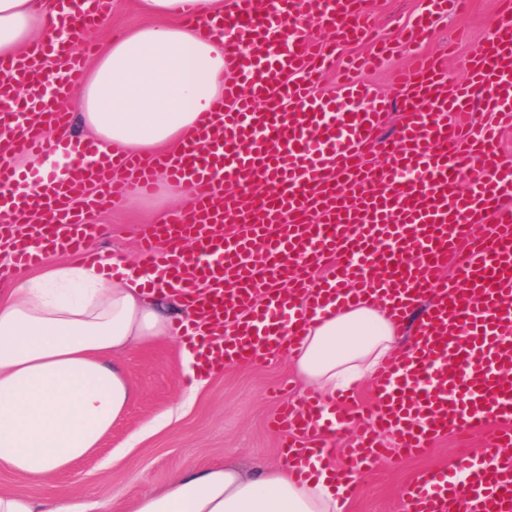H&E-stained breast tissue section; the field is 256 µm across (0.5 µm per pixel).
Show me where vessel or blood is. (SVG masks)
<instances>
[{
  "instance_id": "b4317fda",
  "label": "vessel or blood",
  "mask_w": 512,
  "mask_h": 512,
  "mask_svg": "<svg viewBox=\"0 0 512 512\" xmlns=\"http://www.w3.org/2000/svg\"><path fill=\"white\" fill-rule=\"evenodd\" d=\"M463 2L420 0L402 45L423 43ZM57 6L66 44L0 57V101L27 89L22 111L0 113V210L51 215L35 226L0 225L14 255L10 274L39 264L49 247L88 255L91 215L149 194L165 173L172 186L191 187L192 205L147 226L140 266L163 267L181 296L210 280L202 317L239 327L217 345L201 339L199 326H186L199 365L212 350L247 361L299 343L309 313L331 291L344 300L383 294L397 322L411 300L429 302L411 356L382 366L363 411L348 410L344 395L329 417L315 397L282 399L274 429L293 474L305 478L307 451L355 429L354 467L336 473L350 496L354 468L424 455L443 436L494 421L500 431L492 451L419 471L403 492L402 512H512V382L501 376L512 363V161L498 150L502 132L512 129V0H504L492 39L470 55L468 82L450 80L424 54L397 75L401 119L386 140L374 133L388 101L353 73L380 67L398 47L374 40L366 0H228L216 21L188 10L185 25L226 33L232 79L181 151L146 161L69 140L64 176L31 177L13 159L45 156L47 132L69 130L58 103L82 82L87 34L112 0ZM308 25L373 44L347 62L336 93L314 90L336 50L307 38ZM477 107L485 114L478 125L471 121ZM372 151L388 163L371 165ZM160 239L190 242L192 252L159 254ZM452 254L459 262L451 275ZM324 261L330 273L316 277ZM259 293L265 304L251 306Z\"/></svg>"
}]
</instances>
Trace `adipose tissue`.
Here are the masks:
<instances>
[{"label":"adipose tissue","mask_w":512,"mask_h":512,"mask_svg":"<svg viewBox=\"0 0 512 512\" xmlns=\"http://www.w3.org/2000/svg\"><path fill=\"white\" fill-rule=\"evenodd\" d=\"M146 23L108 42L76 97L79 122L108 152L175 151L224 89V46L186 27L187 8L223 15L224 0H139ZM54 0H0V56L48 39ZM170 295L123 257L51 260L0 294V467L40 481L90 455L136 396L118 356L178 331ZM395 328L384 302L365 296L314 317L291 357L323 407L393 358ZM328 464L297 479L287 466L243 474L234 464L177 475L132 505L100 512H344ZM0 512H82L60 492L37 500L0 492Z\"/></svg>","instance_id":"ef3b65f1"}]
</instances>
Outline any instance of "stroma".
Wrapping results in <instances>:
<instances>
[{
  "mask_svg": "<svg viewBox=\"0 0 512 512\" xmlns=\"http://www.w3.org/2000/svg\"><path fill=\"white\" fill-rule=\"evenodd\" d=\"M500 0H472L462 16L445 18L429 48L445 57L451 77L464 76L465 59L493 33ZM369 8L384 37H397L413 19L419 0H369ZM145 21L137 0H112L109 18L90 31L94 44L126 34ZM178 205L165 184L148 197L128 200L96 216L100 228L91 242L95 253L136 260L146 225L158 224ZM139 397L90 457L72 469L41 482H28L0 469V490L23 488L36 498L67 490L87 512L105 497L129 503L143 493L164 489L178 474L202 465L233 463L251 471L280 463L281 438L271 421L278 408L276 388L294 380L288 356L260 363L243 361L209 375L195 398L185 393L184 345L167 337L130 351L126 356ZM494 422L475 429L467 446L458 438L438 439L422 458H389L357 472V492L346 512H400L401 494L420 469L452 465L462 451L488 448Z\"/></svg>",
  "mask_w": 512,
  "mask_h": 512,
  "instance_id": "1",
  "label": "stroma"
}]
</instances>
